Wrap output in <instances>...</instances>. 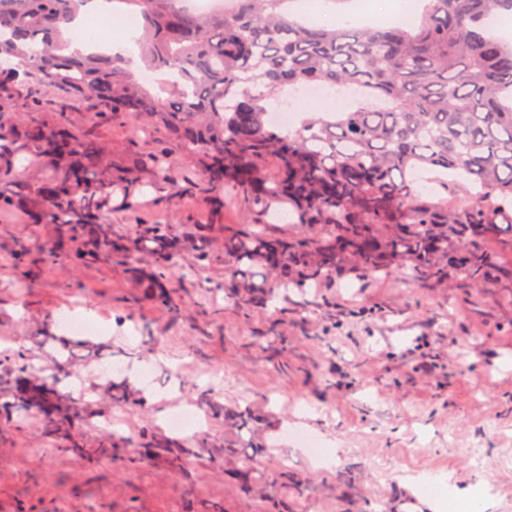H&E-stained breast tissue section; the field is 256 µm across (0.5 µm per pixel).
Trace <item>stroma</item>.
Masks as SVG:
<instances>
[{
    "label": "stroma",
    "mask_w": 512,
    "mask_h": 512,
    "mask_svg": "<svg viewBox=\"0 0 512 512\" xmlns=\"http://www.w3.org/2000/svg\"><path fill=\"white\" fill-rule=\"evenodd\" d=\"M5 115L53 123L67 113L115 160L147 152L166 133L137 132L133 121L94 118L77 108L68 89L19 75ZM112 231L164 219L181 235L197 224L247 228L236 202L214 215L204 198L172 199L165 208L125 209L112 200ZM503 263L492 288L440 281H408V260L384 277L349 266L306 294L272 293L247 307L224 293V256L205 266L185 256L180 267L193 286L178 309L150 299L136 275L142 255L93 267L75 265L58 246L55 227L35 222L31 206L0 212V357L27 353L33 374L65 371L82 379L69 403L91 413L82 430L90 443L113 438L111 455L97 462L67 452L62 437L45 435L37 418L0 417V512H448L423 498L414 477L438 471L462 500L485 512H512V240L489 244ZM36 263L26 276L17 252ZM52 258L51 267L37 262ZM99 322L103 332L75 337L68 357L55 356L54 322L61 312ZM442 363L427 382L414 372L419 355ZM134 363L115 397L101 367ZM149 363L153 389L139 365ZM221 386L225 409L250 408L248 430L211 417L184 467L143 459L144 435H169L162 417L195 406L209 384ZM329 447L330 465L317 466L284 441L287 428ZM264 445L258 463L263 487L243 492L229 473L242 465L241 440Z\"/></svg>",
    "instance_id": "35a3bbf8"
}]
</instances>
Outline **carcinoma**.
I'll use <instances>...</instances> for the list:
<instances>
[{"label":"carcinoma","instance_id":"1","mask_svg":"<svg viewBox=\"0 0 512 512\" xmlns=\"http://www.w3.org/2000/svg\"><path fill=\"white\" fill-rule=\"evenodd\" d=\"M89 0H0V57L25 67L43 84L69 88L87 109L161 124L178 151L195 158L182 169L166 146L112 164L68 119L50 128L21 116L0 119V206L25 193L37 212L68 242L82 235L77 265L144 254L150 267L137 278L161 304L176 307L185 289L174 278L184 253L203 265L224 250V287L250 307L275 288H308L354 263L370 274L408 256L411 278L442 279L453 268L464 286L488 285L500 269L482 242L512 234V45L488 32L491 20L512 12V0H422L419 25L309 26L284 8L289 0H233L229 11L207 15L182 0H110L114 13H134L143 28L146 69L180 81L143 86L130 63L113 55L72 49L65 31ZM308 85L352 91L353 111L306 117L284 130L271 112L279 95ZM41 159L45 178L32 187L14 177L19 159ZM160 202L173 194L204 193L211 210L227 196L256 217L254 229L224 231L196 224L189 237L164 226L112 233L113 188L136 207L138 174ZM470 184L467 201L448 203L420 193L427 179L448 189V175ZM320 231L305 238L274 233L270 221ZM389 224L390 234L380 227ZM274 272L273 285L253 281ZM21 354L0 378V394L16 419L39 417L43 431L68 438L67 450L93 460L112 451L88 445L79 430L88 414L63 399L60 378L33 377ZM177 464L190 454L173 438L143 444ZM249 492L264 480L252 461L235 473Z\"/></svg>","mask_w":512,"mask_h":512}]
</instances>
